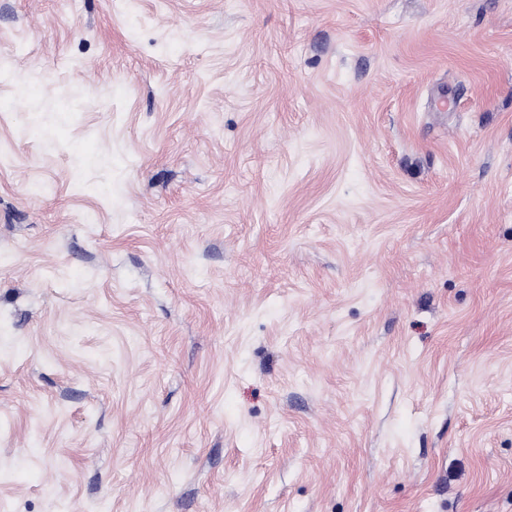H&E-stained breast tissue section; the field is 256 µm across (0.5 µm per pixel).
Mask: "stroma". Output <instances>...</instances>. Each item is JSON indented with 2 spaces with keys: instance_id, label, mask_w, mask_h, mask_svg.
Returning a JSON list of instances; mask_svg holds the SVG:
<instances>
[{
  "instance_id": "1",
  "label": "stroma",
  "mask_w": 512,
  "mask_h": 512,
  "mask_svg": "<svg viewBox=\"0 0 512 512\" xmlns=\"http://www.w3.org/2000/svg\"><path fill=\"white\" fill-rule=\"evenodd\" d=\"M0 512H512V0H0Z\"/></svg>"
}]
</instances>
